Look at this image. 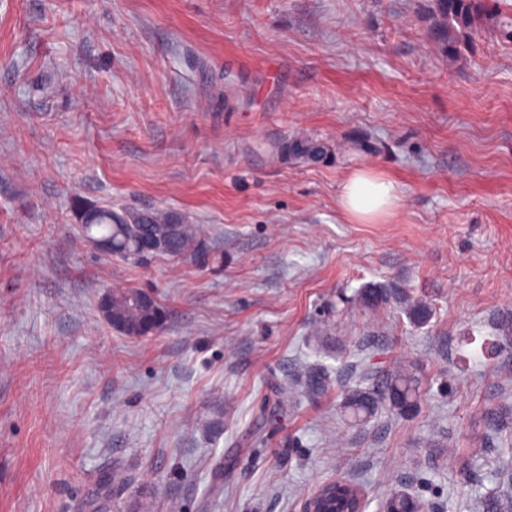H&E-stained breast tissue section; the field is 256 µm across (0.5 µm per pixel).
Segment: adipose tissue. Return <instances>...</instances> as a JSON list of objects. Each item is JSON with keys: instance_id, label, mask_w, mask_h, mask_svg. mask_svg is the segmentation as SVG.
I'll return each mask as SVG.
<instances>
[{"instance_id": "1", "label": "adipose tissue", "mask_w": 512, "mask_h": 512, "mask_svg": "<svg viewBox=\"0 0 512 512\" xmlns=\"http://www.w3.org/2000/svg\"><path fill=\"white\" fill-rule=\"evenodd\" d=\"M395 182L369 169L352 171L342 182L339 204L350 219L370 224L392 215L399 205Z\"/></svg>"}]
</instances>
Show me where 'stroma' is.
Here are the masks:
<instances>
[{
  "label": "stroma",
  "mask_w": 512,
  "mask_h": 512,
  "mask_svg": "<svg viewBox=\"0 0 512 512\" xmlns=\"http://www.w3.org/2000/svg\"><path fill=\"white\" fill-rule=\"evenodd\" d=\"M428 4L0 0V512H299L331 478L367 512L395 488L481 512L474 482L512 490V346L482 352L512 314V44L449 61ZM298 133L332 160L273 153ZM363 167L401 193L374 224L339 207ZM86 204L186 213L205 259L101 254ZM389 280L429 325L353 304ZM116 285L154 291L162 327L108 326ZM355 344L416 363L415 415L341 417ZM316 361L327 391L276 408Z\"/></svg>",
  "instance_id": "35a3bbf8"
}]
</instances>
